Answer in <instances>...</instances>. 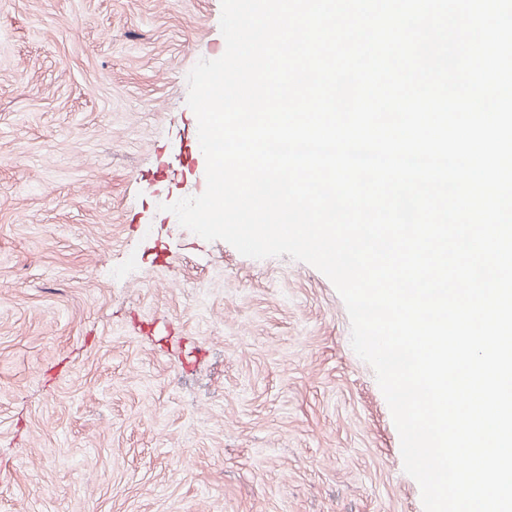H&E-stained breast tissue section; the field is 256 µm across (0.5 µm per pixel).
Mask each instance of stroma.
I'll return each instance as SVG.
<instances>
[{
    "mask_svg": "<svg viewBox=\"0 0 512 512\" xmlns=\"http://www.w3.org/2000/svg\"><path fill=\"white\" fill-rule=\"evenodd\" d=\"M221 0H0V512H424L332 282L182 227Z\"/></svg>",
    "mask_w": 512,
    "mask_h": 512,
    "instance_id": "stroma-1",
    "label": "stroma"
}]
</instances>
